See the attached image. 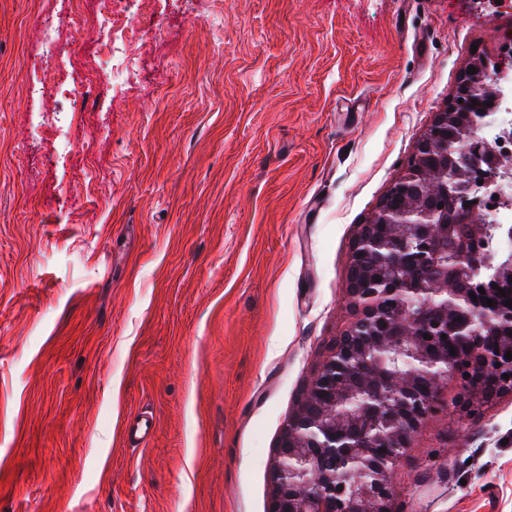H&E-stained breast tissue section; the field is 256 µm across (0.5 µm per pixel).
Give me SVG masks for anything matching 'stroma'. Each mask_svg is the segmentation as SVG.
Masks as SVG:
<instances>
[{
	"label": "stroma",
	"instance_id": "obj_1",
	"mask_svg": "<svg viewBox=\"0 0 512 512\" xmlns=\"http://www.w3.org/2000/svg\"><path fill=\"white\" fill-rule=\"evenodd\" d=\"M134 84L91 96L98 189L46 155L44 71L93 28L0 0V512H269L276 445L348 326L351 244L512 0H156ZM459 382L399 512H512V393ZM151 416L144 446L129 418Z\"/></svg>",
	"mask_w": 512,
	"mask_h": 512
}]
</instances>
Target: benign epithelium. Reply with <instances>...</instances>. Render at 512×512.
<instances>
[{
  "mask_svg": "<svg viewBox=\"0 0 512 512\" xmlns=\"http://www.w3.org/2000/svg\"><path fill=\"white\" fill-rule=\"evenodd\" d=\"M471 65L475 73L462 76L399 178L402 202L379 204L353 240L352 320L278 441L269 512H396L391 474L435 410L439 382L461 381L456 409L467 414L480 401L512 392V360L504 358L512 353V309L482 302L496 288L482 295L466 283L448 287V265L438 263L448 252V225L435 222L429 201L436 187L448 191V116L474 109L472 100L488 89L491 61L478 56ZM452 216L471 229L482 220L467 195ZM400 265L414 275L370 287L374 268ZM395 350L409 355L399 371L386 367Z\"/></svg>",
  "mask_w": 512,
  "mask_h": 512,
  "instance_id": "7a95c632",
  "label": "benign epithelium"
}]
</instances>
